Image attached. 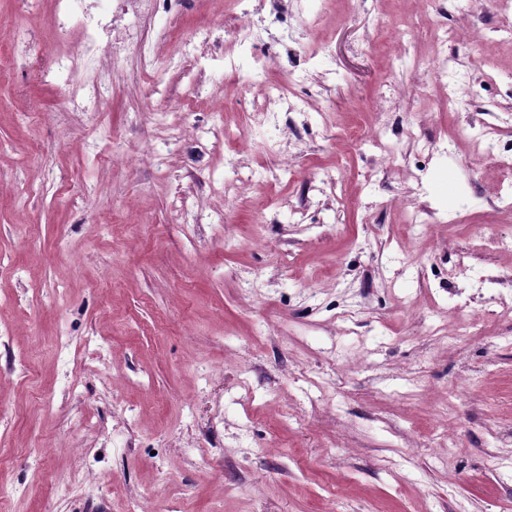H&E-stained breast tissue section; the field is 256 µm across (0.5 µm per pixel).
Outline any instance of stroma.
I'll return each instance as SVG.
<instances>
[{"instance_id": "35a3bbf8", "label": "stroma", "mask_w": 512, "mask_h": 512, "mask_svg": "<svg viewBox=\"0 0 512 512\" xmlns=\"http://www.w3.org/2000/svg\"><path fill=\"white\" fill-rule=\"evenodd\" d=\"M53 2L0 0L10 512H512V169L455 138L512 144L493 0H173L82 111ZM302 109V103L290 99L285 88L278 89L275 94L266 93L255 102V116L262 123L278 119L281 112H300Z\"/></svg>"}]
</instances>
